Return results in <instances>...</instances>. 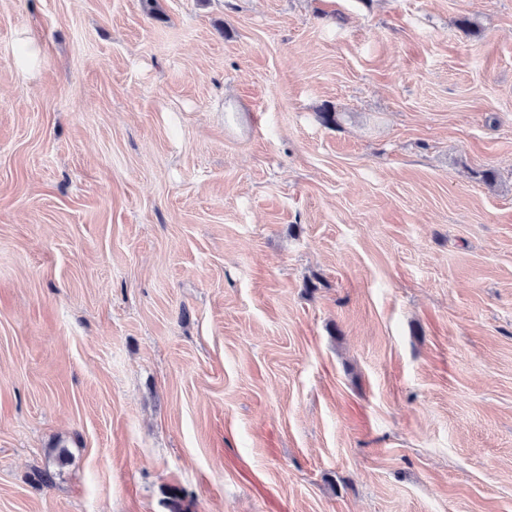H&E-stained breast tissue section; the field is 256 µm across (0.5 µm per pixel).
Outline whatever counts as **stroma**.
<instances>
[{"mask_svg":"<svg viewBox=\"0 0 512 512\" xmlns=\"http://www.w3.org/2000/svg\"><path fill=\"white\" fill-rule=\"evenodd\" d=\"M176 496L512 512V0H0V512Z\"/></svg>","mask_w":512,"mask_h":512,"instance_id":"35a3bbf8","label":"stroma"}]
</instances>
